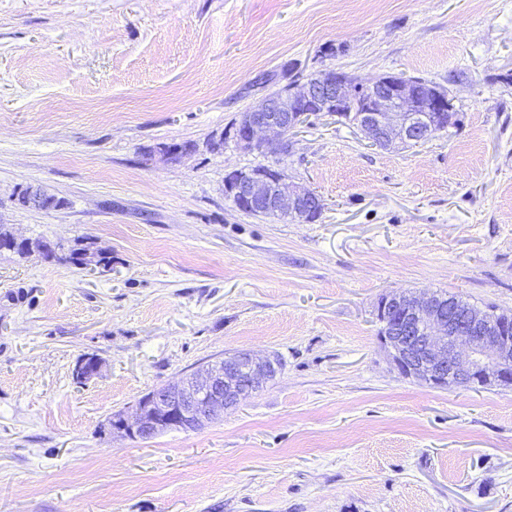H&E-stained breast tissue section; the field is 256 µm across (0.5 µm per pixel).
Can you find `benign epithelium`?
Masks as SVG:
<instances>
[{"label": "benign epithelium", "instance_id": "1", "mask_svg": "<svg viewBox=\"0 0 512 512\" xmlns=\"http://www.w3.org/2000/svg\"><path fill=\"white\" fill-rule=\"evenodd\" d=\"M355 93L364 100L356 127L373 146L429 140L434 135L431 114L454 110L444 87L429 91L412 83L396 86L385 76L362 81L338 72L325 81L292 85L285 103L262 99L242 115L233 141L247 152H283L291 147L302 113L311 107L339 108ZM226 191L258 214L299 223L320 210L314 193L266 169L238 175ZM377 319L388 360L411 378L442 389L488 382L512 386V336L506 334L512 317L470 309L452 296L396 292L382 297ZM280 371L274 355L237 352L145 394L131 413L112 416L111 430L139 440L168 429L197 430L260 391Z\"/></svg>", "mask_w": 512, "mask_h": 512}]
</instances>
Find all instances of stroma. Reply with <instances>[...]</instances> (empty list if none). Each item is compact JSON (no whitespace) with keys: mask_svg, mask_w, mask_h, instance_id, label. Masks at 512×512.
<instances>
[{"mask_svg":"<svg viewBox=\"0 0 512 512\" xmlns=\"http://www.w3.org/2000/svg\"><path fill=\"white\" fill-rule=\"evenodd\" d=\"M286 62L431 80L457 123L384 150L318 114L288 153L238 149ZM511 73L512 0H0V224L112 258L0 254V512H512V389L404 377L376 319L401 290L512 311ZM257 165L318 220L238 209L225 176ZM240 350L282 371L219 420L109 433ZM57 249L53 254L47 255H38L41 259L48 261H61L66 260L67 263L69 260L75 263L74 266L83 268L78 262L82 261L81 258H88L91 261L92 265L107 268L112 258L110 256L104 255L102 252L91 250L90 246L84 245L79 240L74 242L73 245H65L61 241H57L56 244Z\"/></svg>","mask_w":512,"mask_h":512,"instance_id":"1","label":"stroma"}]
</instances>
